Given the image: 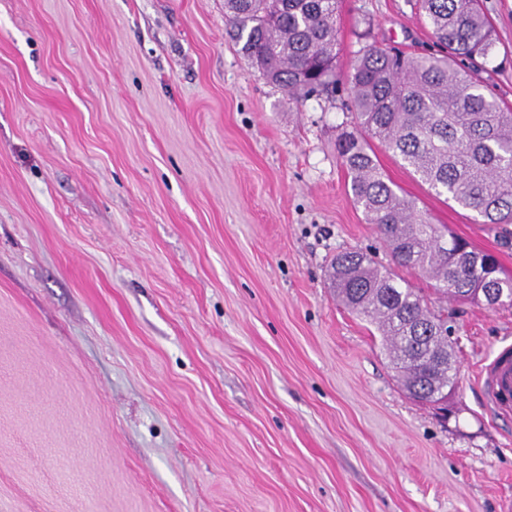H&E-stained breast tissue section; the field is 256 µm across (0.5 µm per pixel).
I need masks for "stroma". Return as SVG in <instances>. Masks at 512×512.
Returning a JSON list of instances; mask_svg holds the SVG:
<instances>
[{"mask_svg": "<svg viewBox=\"0 0 512 512\" xmlns=\"http://www.w3.org/2000/svg\"><path fill=\"white\" fill-rule=\"evenodd\" d=\"M478 78L512 106V0ZM336 90L270 84L224 0H0V512H497L512 425L476 371L512 307L452 301L451 412L397 383L326 279L371 248L336 152L355 51L433 45L418 0H340ZM445 235L512 243L376 147Z\"/></svg>", "mask_w": 512, "mask_h": 512, "instance_id": "35a3bbf8", "label": "stroma"}]
</instances>
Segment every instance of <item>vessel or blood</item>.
I'll return each instance as SVG.
<instances>
[{
	"mask_svg": "<svg viewBox=\"0 0 512 512\" xmlns=\"http://www.w3.org/2000/svg\"><path fill=\"white\" fill-rule=\"evenodd\" d=\"M477 387L487 412L496 420H512V344L497 347L488 363L481 366Z\"/></svg>",
	"mask_w": 512,
	"mask_h": 512,
	"instance_id": "obj_1",
	"label": "vessel or blood"
}]
</instances>
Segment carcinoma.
I'll list each match as a JSON object with an SVG mask.
<instances>
[{
  "label": "carcinoma",
  "mask_w": 512,
  "mask_h": 512,
  "mask_svg": "<svg viewBox=\"0 0 512 512\" xmlns=\"http://www.w3.org/2000/svg\"><path fill=\"white\" fill-rule=\"evenodd\" d=\"M437 51L417 56L366 45L349 82L356 130L337 153L353 204L377 227L395 265L433 282L453 299L480 288L512 306V277L497 258L447 238L386 181L371 141L399 156L438 194L485 224H512V108L486 93L470 63L494 46L478 0H421ZM338 0H224L241 53L290 98L334 90ZM337 299L377 326L401 384L419 400L457 377L448 309H432L401 285L371 250H342L331 262Z\"/></svg>",
  "instance_id": "obj_1"
}]
</instances>
